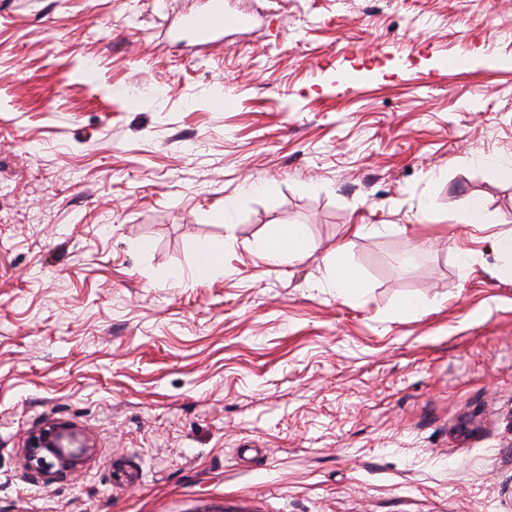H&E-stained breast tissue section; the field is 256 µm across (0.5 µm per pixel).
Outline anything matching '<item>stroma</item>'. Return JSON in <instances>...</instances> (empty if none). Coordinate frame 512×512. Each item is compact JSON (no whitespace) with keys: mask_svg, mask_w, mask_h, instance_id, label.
I'll list each match as a JSON object with an SVG mask.
<instances>
[{"mask_svg":"<svg viewBox=\"0 0 512 512\" xmlns=\"http://www.w3.org/2000/svg\"><path fill=\"white\" fill-rule=\"evenodd\" d=\"M224 6L200 49L201 0H0V512H512V0ZM52 423L90 454L31 480ZM207 6L185 20L200 45H208L213 39L224 33V30L241 29L251 22L247 13H233L224 10L222 0L206 1ZM458 224L471 226L477 225H493L485 212L481 202L476 199H467L459 210L457 215ZM250 252L269 264L290 262L307 257L312 241L305 225L272 224L264 234L249 243ZM230 244V239L205 241L200 244L199 252L202 259L201 271L204 273L224 272V247ZM333 273L331 287L336 289V296L343 300L359 297L365 289L360 274L350 265L347 244L337 246L330 258Z\"/></svg>","mask_w":512,"mask_h":512,"instance_id":"stroma-1","label":"stroma"}]
</instances>
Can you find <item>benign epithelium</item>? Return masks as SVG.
I'll use <instances>...</instances> for the list:
<instances>
[{
	"mask_svg": "<svg viewBox=\"0 0 512 512\" xmlns=\"http://www.w3.org/2000/svg\"><path fill=\"white\" fill-rule=\"evenodd\" d=\"M91 450L87 437L68 424H52L28 436L24 466L31 477L56 481L74 473Z\"/></svg>",
	"mask_w": 512,
	"mask_h": 512,
	"instance_id": "7a95c632",
	"label": "benign epithelium"
}]
</instances>
